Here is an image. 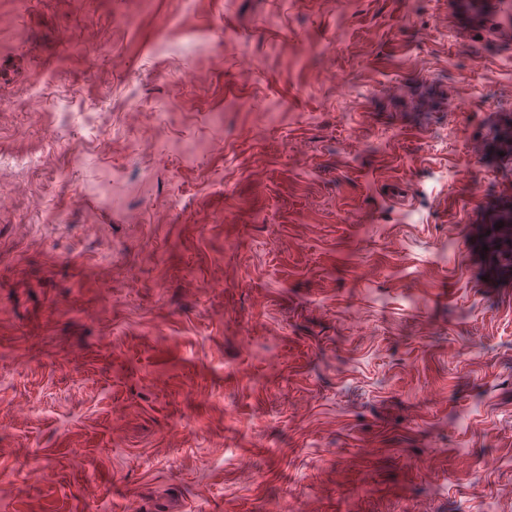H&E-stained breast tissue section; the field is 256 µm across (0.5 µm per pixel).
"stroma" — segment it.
<instances>
[{"label": "stroma", "instance_id": "1", "mask_svg": "<svg viewBox=\"0 0 512 512\" xmlns=\"http://www.w3.org/2000/svg\"><path fill=\"white\" fill-rule=\"evenodd\" d=\"M481 10L0 0V512H512Z\"/></svg>", "mask_w": 512, "mask_h": 512}]
</instances>
